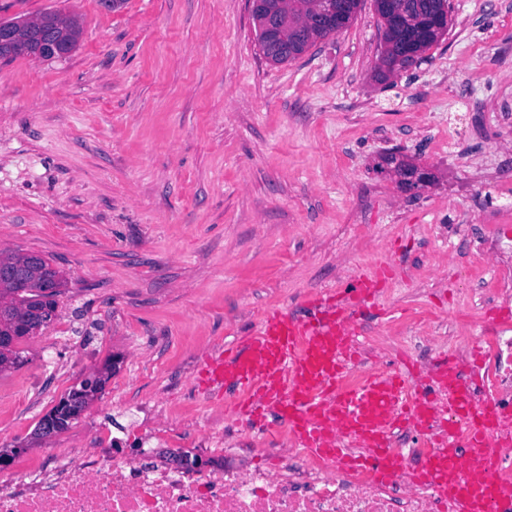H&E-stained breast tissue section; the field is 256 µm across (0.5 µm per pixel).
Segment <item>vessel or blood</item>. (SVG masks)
<instances>
[{"label": "vessel or blood", "instance_id": "vessel-or-blood-1", "mask_svg": "<svg viewBox=\"0 0 512 512\" xmlns=\"http://www.w3.org/2000/svg\"><path fill=\"white\" fill-rule=\"evenodd\" d=\"M377 286L373 278H358L346 300L332 294L307 299L303 316L268 311L254 333L201 368L200 388L211 394L234 388L243 397L239 413L247 421L260 425L276 414L304 447L345 466L364 463L349 451L350 439H357L374 448L379 473L392 475L401 460L388 449V430L406 418L430 419L433 403L404 404L406 381L397 375L340 383L352 354L356 314ZM430 387L436 395L452 390L453 413L474 431L464 441L441 431L436 453L417 465V476L431 481L457 512H493L497 503H512V483L494 480L500 460L485 446L500 421L496 403L476 400L470 383L448 366Z\"/></svg>", "mask_w": 512, "mask_h": 512}]
</instances>
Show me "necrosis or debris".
<instances>
[{"label": "necrosis or debris", "mask_w": 512, "mask_h": 512, "mask_svg": "<svg viewBox=\"0 0 512 512\" xmlns=\"http://www.w3.org/2000/svg\"><path fill=\"white\" fill-rule=\"evenodd\" d=\"M484 333L481 365L465 352L455 366L505 415L488 447L501 458L496 479L512 482V324L492 316ZM390 448L405 466L387 480L375 467L346 469L293 439L253 449L258 463L246 470H185L155 448L136 460L100 448L76 457L61 451L50 465L24 462L0 474V512H453L407 471L432 454L429 429H420L415 447L395 439Z\"/></svg>", "instance_id": "4bbe7bcc"}]
</instances>
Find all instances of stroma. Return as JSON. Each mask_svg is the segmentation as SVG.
Listing matches in <instances>:
<instances>
[{"label": "stroma", "instance_id": "obj_1", "mask_svg": "<svg viewBox=\"0 0 512 512\" xmlns=\"http://www.w3.org/2000/svg\"><path fill=\"white\" fill-rule=\"evenodd\" d=\"M447 33L419 64L375 77L372 0L294 61L264 57L250 0H0V20L78 17L50 60H0V253L63 272L56 316L0 372V448L40 461L77 453L148 409L195 447L234 418L237 394L197 385L206 358L274 308L341 293L384 269L356 340L427 377L457 343L483 346L471 288L477 239L512 221V0H449ZM465 128L449 138L444 118ZM392 153L431 178L404 190ZM466 224L448 234L449 215ZM428 320L438 337L417 333ZM463 322L461 341L448 324ZM116 372L69 427L39 420L89 373ZM37 19L51 20L58 24L59 32L65 31V36L63 38V42L66 45L65 53L68 54L75 48L81 33L80 23L77 19L63 18L56 12H46Z\"/></svg>", "mask_w": 512, "mask_h": 512}]
</instances>
